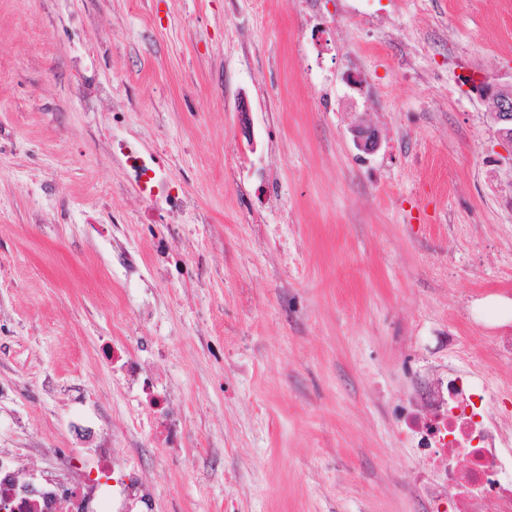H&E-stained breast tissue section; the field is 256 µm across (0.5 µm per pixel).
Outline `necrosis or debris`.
Instances as JSON below:
<instances>
[{
  "instance_id": "necrosis-or-debris-1",
  "label": "necrosis or debris",
  "mask_w": 512,
  "mask_h": 512,
  "mask_svg": "<svg viewBox=\"0 0 512 512\" xmlns=\"http://www.w3.org/2000/svg\"><path fill=\"white\" fill-rule=\"evenodd\" d=\"M485 386L452 371L433 380L406 424L423 448L448 464L450 512H512V437L493 412ZM111 498L112 512H150L151 503L136 473L113 485L21 476L0 454V501L7 499L24 512H98L102 498Z\"/></svg>"
}]
</instances>
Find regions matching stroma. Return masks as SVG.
Here are the masks:
<instances>
[{
	"label": "stroma",
	"instance_id": "35a3bbf8",
	"mask_svg": "<svg viewBox=\"0 0 512 512\" xmlns=\"http://www.w3.org/2000/svg\"><path fill=\"white\" fill-rule=\"evenodd\" d=\"M511 82L512 0H0V452L93 478L110 442L152 512H427L421 381L468 366L512 411L477 91ZM350 133L355 147L365 153L372 154L379 147V138L374 129L363 123L351 127ZM126 149L128 163L139 182L145 185L153 183L156 173L152 166L144 160L135 146L129 145L126 146ZM142 392L144 394L146 402L149 404L148 408L154 407L156 409L165 411L167 417V423L165 425L167 432V440L170 445H174L177 440V426L180 423V418L176 416L174 413H172V411L169 409L165 397L162 396V394L157 390L154 384L146 382V380L144 379L142 384Z\"/></svg>",
	"mask_w": 512,
	"mask_h": 512
}]
</instances>
